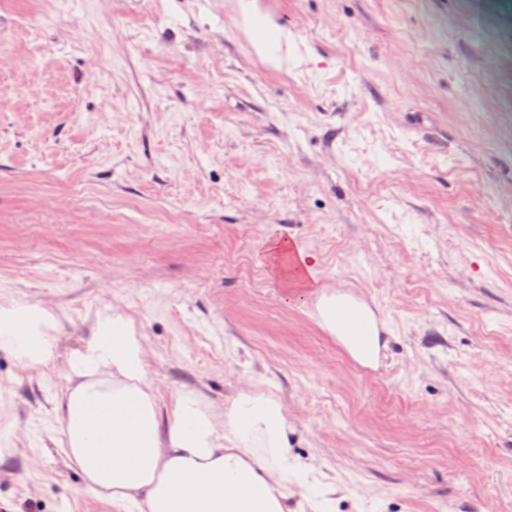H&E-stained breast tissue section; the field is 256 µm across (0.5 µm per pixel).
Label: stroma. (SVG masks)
Returning a JSON list of instances; mask_svg holds the SVG:
<instances>
[{"instance_id":"35a3bbf8","label":"stroma","mask_w":512,"mask_h":512,"mask_svg":"<svg viewBox=\"0 0 512 512\" xmlns=\"http://www.w3.org/2000/svg\"><path fill=\"white\" fill-rule=\"evenodd\" d=\"M0 0V303L57 320L0 352V512H115L53 438L64 364L124 310L163 399L288 410L335 512H512V10L498 0ZM317 258L296 296L270 235ZM354 294L364 370L319 323ZM241 8L244 25L252 36L258 55L263 60L270 61L272 59L270 40L275 43L277 50H280L282 41L285 42L288 49V31L276 26L266 17H262L256 0L241 4ZM344 295L345 294H336L331 296L324 295L318 303V310L322 325L333 334H336L339 314L341 312L339 303H336V297H343ZM356 300L347 301L346 305L353 310L342 313L341 322L345 334L336 335V338L359 363L374 364L378 362L381 348L386 346V342L384 336H380L374 313L365 304ZM54 317L35 304L0 305V351L27 369L45 366L56 354Z\"/></svg>"}]
</instances>
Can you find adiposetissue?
<instances>
[{"mask_svg":"<svg viewBox=\"0 0 512 512\" xmlns=\"http://www.w3.org/2000/svg\"><path fill=\"white\" fill-rule=\"evenodd\" d=\"M258 55L288 33L262 17L255 0L242 6ZM268 258L287 284L311 285L312 261L287 239L271 237ZM337 312L335 296L318 310L328 331L359 363H377L385 339L373 312L349 300ZM56 322L35 304L0 305V351L27 369L56 354ZM66 384L56 396V418L70 465L117 512H289V475L308 481L315 468L289 452L288 417L279 398L242 390L216 414L194 390L163 402L149 374L132 319L118 309L98 312L93 336L68 359Z\"/></svg>","mask_w":512,"mask_h":512,"instance_id":"1","label":"adipose tissue"}]
</instances>
